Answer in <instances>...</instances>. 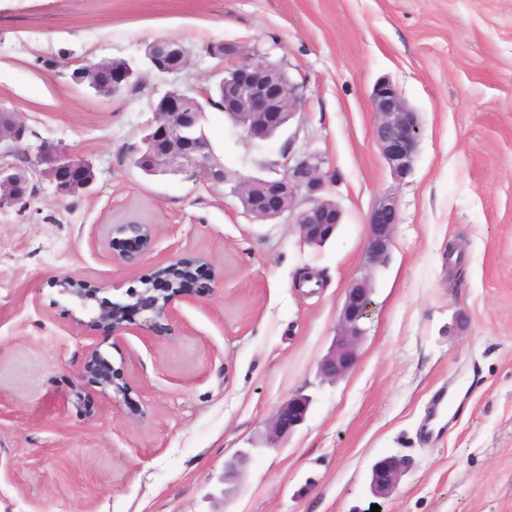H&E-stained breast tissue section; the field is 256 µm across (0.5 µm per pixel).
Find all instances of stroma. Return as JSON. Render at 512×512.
Masks as SVG:
<instances>
[{
    "label": "stroma",
    "instance_id": "1",
    "mask_svg": "<svg viewBox=\"0 0 512 512\" xmlns=\"http://www.w3.org/2000/svg\"><path fill=\"white\" fill-rule=\"evenodd\" d=\"M158 37L188 50L180 74L145 69ZM224 41L304 77V104L260 143L207 109L214 152L242 176L321 153L343 212L324 247L224 186L129 159L152 100L214 85L206 49ZM116 58L139 68L142 94L100 99L70 79V61ZM381 79L421 126L401 181L372 137ZM0 109L30 146H63L96 176L64 203L42 179L27 209H0V512H512V0H0ZM387 194L399 223L359 362L326 382L319 362ZM129 222L151 225L154 246L117 264L109 230ZM187 259L195 300L119 338L84 331L63 292L71 280L124 302ZM93 350L112 388L78 377ZM458 380L461 413L425 441L428 406ZM298 393L305 422L270 444ZM391 455L409 467L378 499L371 467ZM310 407L309 398L296 394L283 401L275 410L269 424L273 444L290 437L306 420Z\"/></svg>",
    "mask_w": 512,
    "mask_h": 512
}]
</instances>
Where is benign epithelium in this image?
<instances>
[{
  "label": "benign epithelium",
  "instance_id": "benign-epithelium-1",
  "mask_svg": "<svg viewBox=\"0 0 512 512\" xmlns=\"http://www.w3.org/2000/svg\"><path fill=\"white\" fill-rule=\"evenodd\" d=\"M217 60L213 75L222 88V112L240 128L251 142H265L289 124L303 104V83L295 80L280 62L250 55L233 42L224 43V51H208ZM188 52L178 41L158 38L146 50L150 70L176 75L187 67ZM76 77L89 78L103 95L111 96L128 89L139 80V72L125 60H112L107 76L76 72ZM375 114L372 137L379 147L395 179L403 180L411 171L420 139V123L404 100L398 87L387 79L377 81L370 93ZM153 117L143 138L145 150L137 161L150 160L146 168L163 174H188L203 181L224 184V167L217 162L206 136L201 134L205 111L199 102L173 87L152 105ZM25 127L15 115L0 114V209L24 208L34 189V179L46 178L54 187L57 200L88 188L95 179L92 168L84 161L65 160L47 146L38 147L37 166L21 169L12 157L24 152ZM326 159L318 153L288 157L279 178L241 177L230 187L243 208L261 220L288 215L298 225L301 242L321 246L328 242L342 224L338 205L325 197L332 187L331 172L323 171ZM399 221L398 201L392 195L378 200L368 220V241L364 253V274L344 289L336 335L319 364L323 380L335 382L358 364L359 346L365 336L364 320L368 318L372 299L371 272L388 256ZM108 241L112 259L130 263L147 254L153 245V234L147 224H119ZM67 292L87 310L85 326L101 324L121 337L132 327H149L159 320H169L176 305L194 294L192 288H176L166 281L164 288H147L132 293L133 303L112 302L98 297V288H69ZM99 354H90L79 369V375L92 379L102 388L113 385V376L105 368ZM309 398L296 394L283 401L269 424L271 442L290 437L306 420ZM406 470V462L398 456H387L375 462L370 473V491L385 498L397 487Z\"/></svg>",
  "mask_w": 512,
  "mask_h": 512
}]
</instances>
